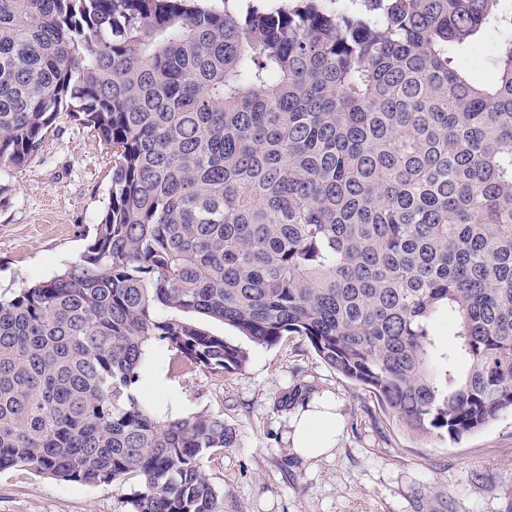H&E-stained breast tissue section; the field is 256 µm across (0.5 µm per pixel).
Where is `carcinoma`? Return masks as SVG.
Listing matches in <instances>:
<instances>
[{
	"label": "carcinoma",
	"instance_id": "1",
	"mask_svg": "<svg viewBox=\"0 0 512 512\" xmlns=\"http://www.w3.org/2000/svg\"><path fill=\"white\" fill-rule=\"evenodd\" d=\"M367 2L0 0V169L62 114L112 150L84 253L0 301V469L223 512L202 459L233 430L135 395L152 340L246 368L198 315L302 337L416 438L512 412V8ZM488 34L479 81L457 58Z\"/></svg>",
	"mask_w": 512,
	"mask_h": 512
}]
</instances>
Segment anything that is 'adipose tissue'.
I'll return each mask as SVG.
<instances>
[{"instance_id": "1", "label": "adipose tissue", "mask_w": 512, "mask_h": 512, "mask_svg": "<svg viewBox=\"0 0 512 512\" xmlns=\"http://www.w3.org/2000/svg\"><path fill=\"white\" fill-rule=\"evenodd\" d=\"M291 427L295 453L304 458H316L335 448L343 420L336 402L320 399L296 416Z\"/></svg>"}]
</instances>
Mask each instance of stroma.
I'll use <instances>...</instances> for the list:
<instances>
[{
  "instance_id": "35a3bbf8",
  "label": "stroma",
  "mask_w": 512,
  "mask_h": 512,
  "mask_svg": "<svg viewBox=\"0 0 512 512\" xmlns=\"http://www.w3.org/2000/svg\"><path fill=\"white\" fill-rule=\"evenodd\" d=\"M112 154L89 129L60 118L39 154L0 170V298L50 279L79 259L110 196ZM204 327L249 348L239 374L173 373L149 343L138 399L159 420L206 412L236 434L203 466L224 493V512H512V414L461 441L413 439L384 416L372 393L327 368L302 337L248 345L223 323ZM332 397L343 428L330 453L293 451L290 421L301 404L278 406L296 387ZM136 480L97 486L0 470V512H128Z\"/></svg>"
}]
</instances>
